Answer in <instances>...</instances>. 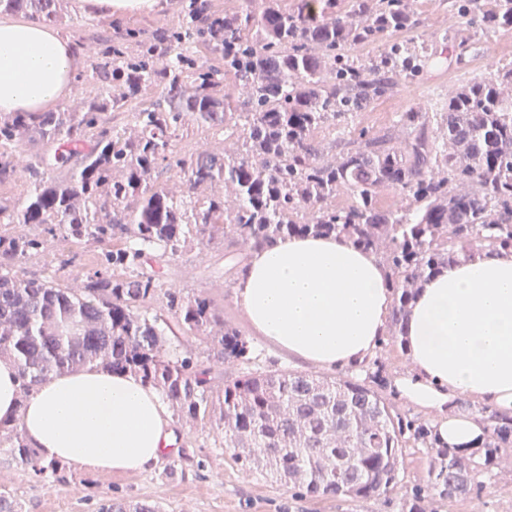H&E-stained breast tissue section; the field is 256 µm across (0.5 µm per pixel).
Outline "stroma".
<instances>
[{"label": "stroma", "instance_id": "1", "mask_svg": "<svg viewBox=\"0 0 512 512\" xmlns=\"http://www.w3.org/2000/svg\"><path fill=\"white\" fill-rule=\"evenodd\" d=\"M419 24L397 33V40L414 45L433 58L416 80L399 84L394 93L361 113L360 126L378 131L391 125L395 113L411 109L437 111L449 87L512 66V32L482 34L478 24L464 23L448 0H415ZM97 250L56 240L43 254L27 259L24 271L44 275L57 272L62 283H82L93 268ZM169 286L182 295H205L248 340L252 365L275 366L295 372L324 375L322 367L302 363L268 346L254 336L244 314L235 304L233 290L224 275V246L199 245L171 260L163 268ZM172 356L189 357L209 369L214 390L225 379L241 372L238 363L213 358L202 336L183 334L172 338ZM177 452L144 472L120 474L68 470V483H52L36 477L28 468L0 450V492L13 495L22 512H98L103 500L159 503L162 512H402L415 487L426 485L433 454L429 448H408L397 486L376 498L350 500L310 497L266 481L259 472L237 463L216 420L195 424L174 419ZM495 479L466 498L448 501L426 497L424 512H512V455L499 460Z\"/></svg>", "mask_w": 512, "mask_h": 512}]
</instances>
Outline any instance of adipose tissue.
<instances>
[{
    "label": "adipose tissue",
    "instance_id": "adipose-tissue-1",
    "mask_svg": "<svg viewBox=\"0 0 512 512\" xmlns=\"http://www.w3.org/2000/svg\"><path fill=\"white\" fill-rule=\"evenodd\" d=\"M78 54L38 20H0V112H41L75 89ZM388 270L338 237L296 236L252 252L234 291L256 334L289 355L358 371L387 331ZM412 358L394 379L399 398L430 413L442 442L482 439L461 397L512 416V251H485L449 266L417 295L404 327ZM13 364L0 361V421L20 424L43 459L79 470H148L170 454L161 394L130 373L86 367L46 380L19 405Z\"/></svg>",
    "mask_w": 512,
    "mask_h": 512
}]
</instances>
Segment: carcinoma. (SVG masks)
<instances>
[{
  "label": "carcinoma",
  "mask_w": 512,
  "mask_h": 512,
  "mask_svg": "<svg viewBox=\"0 0 512 512\" xmlns=\"http://www.w3.org/2000/svg\"><path fill=\"white\" fill-rule=\"evenodd\" d=\"M456 14L492 32L512 30V0H452ZM59 24L58 0H0V14ZM417 26L413 0H183L163 30L94 38L96 56L72 112L0 116V185L17 178L19 147L36 143L20 198L0 195V358L17 370L21 397L50 377L83 367L129 372L160 390L195 423L219 412L224 447L311 497L369 499L398 482L402 448H435L428 482L450 500L484 487L498 456L512 451V417L485 415L486 436L468 451L443 447L425 423L403 426L363 382L287 369L251 370L213 392L208 371L173 358L158 317L160 292L175 325L205 336L213 357L249 360L235 328L211 300L165 288L161 269L192 245L252 249L291 236H336L380 256L393 293L392 337L402 335L419 291L448 265L512 249V67L448 91L439 112H402L383 133L351 126L358 113L414 79L425 60L404 42L361 63L351 51ZM246 87L233 99L224 81ZM126 114L121 125L104 117ZM221 138L222 153L187 157L184 129ZM337 134L334 152L317 140ZM165 169L177 196L154 181ZM219 184L235 190L227 207ZM404 200L390 210L379 192ZM350 202L336 204L339 193ZM24 224L30 231L9 229ZM60 237L100 248L80 288L56 273L28 275L22 261ZM0 447L44 480L66 481L17 424L0 422ZM99 512H159L156 504L109 500Z\"/></svg>",
  "instance_id": "1"
}]
</instances>
